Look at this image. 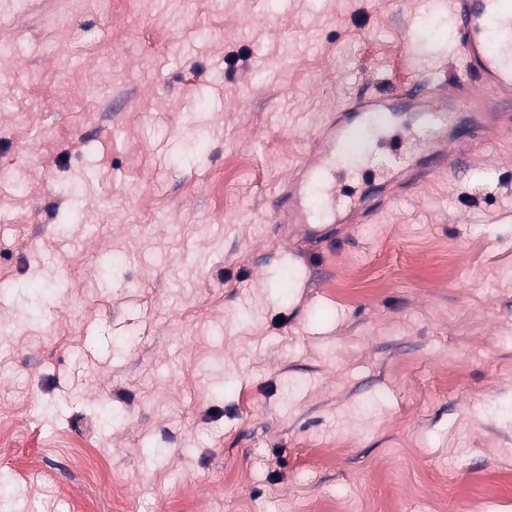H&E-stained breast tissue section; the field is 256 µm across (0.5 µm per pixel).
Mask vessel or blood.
I'll use <instances>...</instances> for the list:
<instances>
[{
	"label": "vessel or blood",
	"mask_w": 512,
	"mask_h": 512,
	"mask_svg": "<svg viewBox=\"0 0 512 512\" xmlns=\"http://www.w3.org/2000/svg\"><path fill=\"white\" fill-rule=\"evenodd\" d=\"M453 27L470 79L453 85L414 84L404 93L367 95L322 124L308 157L275 199V219L289 224L292 241L322 240L330 225L355 223L372 194L337 195L330 176L337 163L363 150L378 127L396 128L399 144L410 143L415 125L443 120L429 142L426 160L406 163L392 153L379 174L400 172L403 186L431 180L448 168V147L466 141H493L512 131V0H455Z\"/></svg>",
	"instance_id": "b4317fda"
}]
</instances>
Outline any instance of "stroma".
I'll return each instance as SVG.
<instances>
[{"label":"stroma","mask_w":512,"mask_h":512,"mask_svg":"<svg viewBox=\"0 0 512 512\" xmlns=\"http://www.w3.org/2000/svg\"><path fill=\"white\" fill-rule=\"evenodd\" d=\"M450 12L0 0L5 512H466L512 451V139L316 246L273 217L337 108L455 80Z\"/></svg>","instance_id":"stroma-1"}]
</instances>
